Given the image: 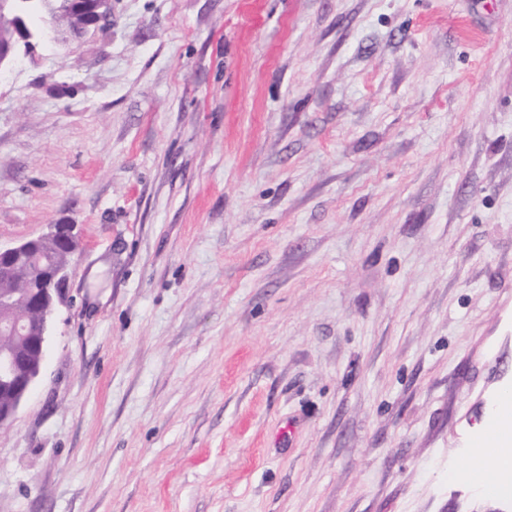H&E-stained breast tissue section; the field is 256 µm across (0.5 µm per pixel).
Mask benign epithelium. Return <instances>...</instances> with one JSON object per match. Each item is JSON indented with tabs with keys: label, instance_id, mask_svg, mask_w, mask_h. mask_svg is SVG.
Wrapping results in <instances>:
<instances>
[{
	"label": "benign epithelium",
	"instance_id": "benign-epithelium-1",
	"mask_svg": "<svg viewBox=\"0 0 512 512\" xmlns=\"http://www.w3.org/2000/svg\"><path fill=\"white\" fill-rule=\"evenodd\" d=\"M40 38L49 45L77 41L52 25ZM78 248L71 224H52L49 231L12 244H0V283L18 287L0 292V333L27 341L34 359L13 347L0 348V392L11 401L0 407V428L8 425L31 392L44 362L52 318L62 301L66 268Z\"/></svg>",
	"mask_w": 512,
	"mask_h": 512
}]
</instances>
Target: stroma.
I'll use <instances>...</instances> for the list:
<instances>
[{"label": "stroma", "instance_id": "1", "mask_svg": "<svg viewBox=\"0 0 512 512\" xmlns=\"http://www.w3.org/2000/svg\"><path fill=\"white\" fill-rule=\"evenodd\" d=\"M71 224L0 512H512V0H112L0 77V242ZM512 446L509 440H500V445L492 447L472 448L470 461L458 469L454 477L464 483L482 482L488 484L510 485L512 483ZM493 463V469L486 471L484 463Z\"/></svg>", "mask_w": 512, "mask_h": 512}]
</instances>
